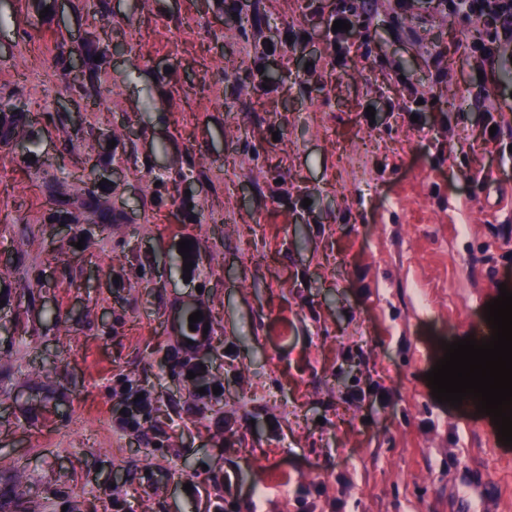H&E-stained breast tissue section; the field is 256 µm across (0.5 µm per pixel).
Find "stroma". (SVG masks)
<instances>
[{
  "label": "stroma",
  "mask_w": 512,
  "mask_h": 512,
  "mask_svg": "<svg viewBox=\"0 0 512 512\" xmlns=\"http://www.w3.org/2000/svg\"><path fill=\"white\" fill-rule=\"evenodd\" d=\"M339 2L0 0L25 117L0 146V512H512V446L425 378L512 291V61L478 68L481 24L437 0H353L336 63ZM229 17L276 51L244 64ZM78 175L108 228L50 202ZM205 321L201 319L196 323H193L195 330L191 331L189 326H186L184 322L180 326L179 332V344L180 350L183 354H192L196 349H198L207 339L203 338V328L205 327ZM187 340L193 341V344H187Z\"/></svg>",
  "instance_id": "35a3bbf8"
}]
</instances>
